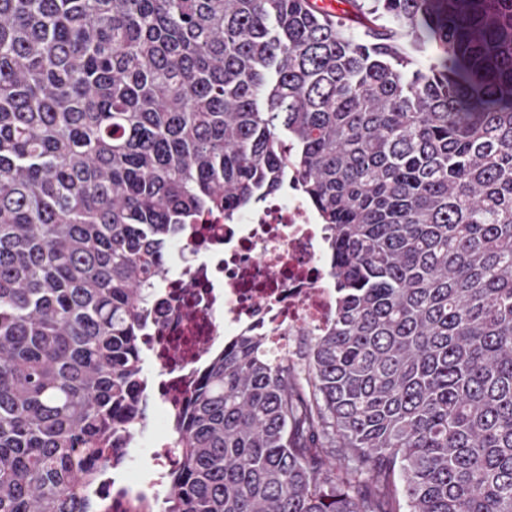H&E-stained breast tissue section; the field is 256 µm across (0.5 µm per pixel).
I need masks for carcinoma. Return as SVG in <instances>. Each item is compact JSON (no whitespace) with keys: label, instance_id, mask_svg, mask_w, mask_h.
<instances>
[{"label":"carcinoma","instance_id":"carcinoma-1","mask_svg":"<svg viewBox=\"0 0 512 512\" xmlns=\"http://www.w3.org/2000/svg\"><path fill=\"white\" fill-rule=\"evenodd\" d=\"M0 0V512H96L146 289L293 179L335 312L250 331L164 512H512V0Z\"/></svg>","mask_w":512,"mask_h":512}]
</instances>
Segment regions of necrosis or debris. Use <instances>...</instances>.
Returning <instances> with one entry per match:
<instances>
[{"label":"necrosis or debris","mask_w":512,"mask_h":512,"mask_svg":"<svg viewBox=\"0 0 512 512\" xmlns=\"http://www.w3.org/2000/svg\"><path fill=\"white\" fill-rule=\"evenodd\" d=\"M170 275L150 305L148 338L163 374L145 399L159 415L120 445L95 490L101 512H154L172 461L171 423L208 354L225 337L262 328L273 352L293 337L324 329L335 308L321 225L295 191L225 221L210 214L167 248Z\"/></svg>","instance_id":"obj_1"}]
</instances>
